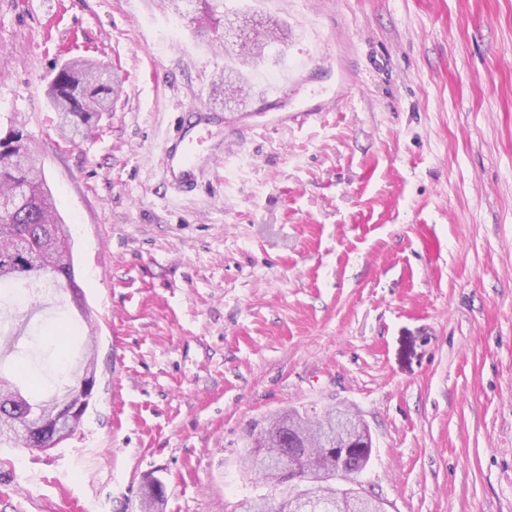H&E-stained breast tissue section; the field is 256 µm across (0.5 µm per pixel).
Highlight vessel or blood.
<instances>
[{
	"mask_svg": "<svg viewBox=\"0 0 512 512\" xmlns=\"http://www.w3.org/2000/svg\"><path fill=\"white\" fill-rule=\"evenodd\" d=\"M211 120L209 113L198 112L195 113L193 121H178L175 133L166 147V175L170 185L180 189H191L202 179L203 160L195 150L199 137L195 135L194 130L196 127L209 124Z\"/></svg>",
	"mask_w": 512,
	"mask_h": 512,
	"instance_id": "vessel-or-blood-1",
	"label": "vessel or blood"
}]
</instances>
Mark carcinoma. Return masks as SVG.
Here are the masks:
<instances>
[{"instance_id":"cac0c4a2","label":"carcinoma","mask_w":512,"mask_h":512,"mask_svg":"<svg viewBox=\"0 0 512 512\" xmlns=\"http://www.w3.org/2000/svg\"><path fill=\"white\" fill-rule=\"evenodd\" d=\"M205 16L224 15V0H178ZM288 31L265 25L256 30L248 51L224 47V56L233 62L229 69L232 80L224 84V93L235 94L236 83L243 77L241 68L265 58L272 43H284ZM121 82L110 73L98 70L92 60L64 63L52 78L47 95L58 116L57 131L66 143H73L92 126L99 113L109 110ZM40 158L28 143V137L15 126L0 135V199L12 206L0 212V283L16 279L35 282L48 280L57 286L75 283L73 245L50 251L51 236L59 232L72 237L70 227L56 213L50 188ZM19 387L0 376V431L7 427L20 430L15 436L1 435L0 446L12 448L47 447L44 427L63 422L77 430L82 416L69 415L67 399L36 402L15 401ZM338 408L323 412L297 409L278 411L247 434L243 464L255 478L274 487L293 477L313 473L326 481L336 478V469L347 474H361L370 452L353 453L340 461L326 453L321 431L336 420ZM288 458V472L271 465L275 458ZM163 497L162 484L150 485L142 512H155V504Z\"/></svg>"}]
</instances>
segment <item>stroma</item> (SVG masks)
Wrapping results in <instances>:
<instances>
[{
	"instance_id": "stroma-1",
	"label": "stroma",
	"mask_w": 512,
	"mask_h": 512,
	"mask_svg": "<svg viewBox=\"0 0 512 512\" xmlns=\"http://www.w3.org/2000/svg\"><path fill=\"white\" fill-rule=\"evenodd\" d=\"M288 30L166 182L178 113L213 106L225 31L163 0H0V129L22 124L73 234L70 289L0 287V375L78 431L0 447V512H232L288 408L366 424L386 512H512V0H224ZM84 57L123 82L78 145L45 89ZM288 89L279 112L262 90Z\"/></svg>"
}]
</instances>
